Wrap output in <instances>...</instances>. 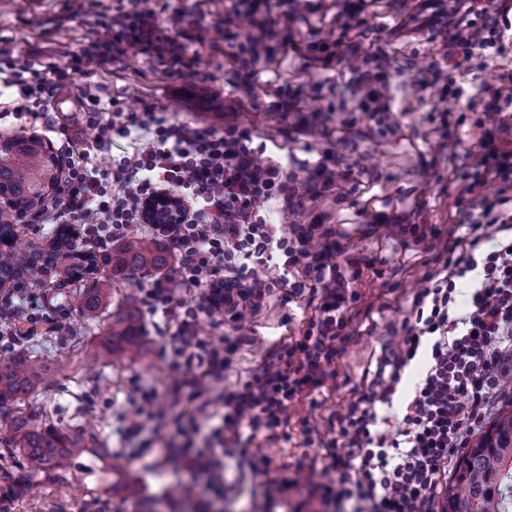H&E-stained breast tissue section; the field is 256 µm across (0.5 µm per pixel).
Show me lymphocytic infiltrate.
I'll return each instance as SVG.
<instances>
[{
  "label": "lymphocytic infiltrate",
  "instance_id": "lymphocytic-infiltrate-1",
  "mask_svg": "<svg viewBox=\"0 0 512 512\" xmlns=\"http://www.w3.org/2000/svg\"><path fill=\"white\" fill-rule=\"evenodd\" d=\"M225 23L247 20L254 34L240 55L257 60L268 51L277 20L314 13V0H231ZM456 10L483 16L481 31L455 29L444 57L453 67L498 48L511 24L512 0H454ZM155 10H133L96 24L82 55L40 71L24 60L0 66V117L16 126H43L58 135L64 177L51 202L35 211L42 224H78V248L108 250L132 228L166 242L176 259L175 275L140 283V301L153 320L165 358L183 374L182 386L198 391L204 378L229 363L223 345L202 338L200 319L220 324L254 315L281 290L299 296L310 291L320 301L297 336L271 346L242 389L225 395L215 439L240 441L241 428L261 438L249 458L253 471L274 460L271 444L281 438L303 399L325 387L341 343L348 340L351 309L359 296L350 287L361 270L352 259L339 270L340 246L334 229L322 224H283L277 215L297 211L304 198H316L332 185L325 164L305 177L288 172L280 159L263 157L250 130L236 125L216 130L194 122L170 121L153 104L142 111L105 109L98 94V72H109L127 47L167 55L170 67L192 68L182 45L155 21ZM357 78L362 112L385 111L386 62L364 56ZM84 78L88 102L81 114L94 137L75 146L63 117L51 112L56 90ZM487 120L475 171L464 191L468 211L448 231L443 264L425 271L412 300L403 337L389 345L376 364L365 392L353 394L346 412L337 414L336 435L324 441L317 428L304 426L305 444H318L324 465L297 458L290 475L265 485L266 502L284 499L289 490L310 484L323 501L356 500L369 512H437L436 498L450 455L466 447L479 427L488 398L512 373V142L496 101ZM130 139L132 152L109 167L97 164L110 153L113 137ZM499 181L496 198L480 195L484 177ZM173 198L176 224H152L145 205L156 197ZM480 271L465 310H458L457 282ZM43 275L22 274L0 296V346L12 351L32 336L59 335L61 317L41 312L34 287ZM428 362L415 395L404 408L396 431L382 428L377 406H392L406 369L419 350Z\"/></svg>",
  "mask_w": 512,
  "mask_h": 512
}]
</instances>
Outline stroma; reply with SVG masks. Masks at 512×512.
I'll return each instance as SVG.
<instances>
[{
	"label": "stroma",
	"instance_id": "obj_1",
	"mask_svg": "<svg viewBox=\"0 0 512 512\" xmlns=\"http://www.w3.org/2000/svg\"><path fill=\"white\" fill-rule=\"evenodd\" d=\"M322 9L309 22L279 24L280 36H293L299 50L274 49L257 63L231 59L252 32L244 22L228 25V0H0V46L27 57L36 68L66 62L81 55L92 25L107 15L117 17L132 8L158 10V20L176 32V18L203 28V42L186 45L192 69L168 76L155 53L129 49L101 84L108 100L137 111L150 103L179 121H194L215 129L235 124L251 130L253 144L265 155L279 156L290 171L321 162L325 151L336 156V177L325 194L306 200L288 215L287 223L318 222L346 235L347 255L369 261L352 289L356 333L336 358V378L298 404L289 427L290 439L280 440L278 462L300 457L302 425L327 431L330 413L344 411L350 390L391 338L392 325L408 316L418 291L423 261L433 252L404 247L399 224H432L447 231L463 207L460 190L472 173L487 122L485 105L498 94L502 112L512 114V39L503 54L483 63L473 58L465 68L448 70L444 44L452 22L449 0H431L419 14L417 0H371L363 19V35L347 33L345 43H360L366 53L386 58L389 129L361 112L353 96L351 53L330 62L316 61L311 45L336 29V0H321ZM431 17V30L409 34L395 29L400 21L418 25ZM427 70L426 83L416 74ZM483 92L449 108L442 95L449 82ZM292 104L288 115L274 106L279 95ZM385 217L376 228L375 217ZM147 276L136 273L114 284L97 318L79 312L81 282L47 284L38 292L52 314L65 313L70 333L65 338L34 337L28 347L50 368L40 391L19 407L40 423L82 432L86 449L65 472L32 477L24 456L13 451L12 433L0 424V512H295L306 490L292 491L283 503L265 504L261 485L266 474H240L237 455L224 454V485L214 489L202 472H190L177 461L182 448H201L221 410L220 394L237 391L259 366L272 342L296 333L302 318L311 316L309 296L293 301L275 295L251 318L210 325L200 320L204 338L234 350L224 374L209 379L205 397H182L169 408L162 423H148L134 437L124 426L135 414L131 392L142 385L157 399L169 398L179 378L158 355L159 342L151 325H144L141 358L121 363L96 360L95 344L126 297L137 295Z\"/></svg>",
	"mask_w": 512,
	"mask_h": 512
}]
</instances>
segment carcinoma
Returning a JSON list of instances; mask_svg holds the SVG:
<instances>
[{"label":"carcinoma","mask_w":512,"mask_h":512,"mask_svg":"<svg viewBox=\"0 0 512 512\" xmlns=\"http://www.w3.org/2000/svg\"><path fill=\"white\" fill-rule=\"evenodd\" d=\"M0 157V194L9 197L11 210L32 211L42 207L58 186L57 156L46 144L33 137L17 135L4 143ZM65 266H60V263ZM110 267V274L96 278L85 288L80 311L96 316L109 296L112 284L130 279L138 271L163 270L170 263L168 250L156 239L132 235L112 253L97 258L78 254L68 238L59 236L49 252H0V285L13 279L17 271L42 270L41 264L62 267L66 280L77 279L98 268ZM144 340L141 311L130 297L112 317V325L98 342L100 357H135L141 354ZM47 368L28 349H18L0 365V415L6 416L16 403L31 394L45 380ZM10 425L15 447L27 460L30 473L49 475L69 468L72 458L85 450L82 439L55 426H43L29 417L16 415ZM448 490L447 512H512V412H503L474 445L465 450Z\"/></svg>","instance_id":"obj_1"}]
</instances>
